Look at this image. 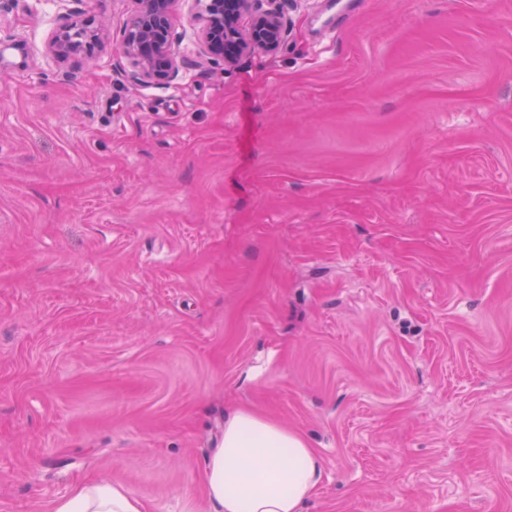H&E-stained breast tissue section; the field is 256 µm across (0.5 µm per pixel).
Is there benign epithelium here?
<instances>
[{
    "label": "benign epithelium",
    "instance_id": "benign-epithelium-1",
    "mask_svg": "<svg viewBox=\"0 0 512 512\" xmlns=\"http://www.w3.org/2000/svg\"><path fill=\"white\" fill-rule=\"evenodd\" d=\"M275 0H135L136 8L121 31V48L136 79L169 81L177 77L179 51L173 42L175 16L185 7L197 25L203 57L226 67L257 53H275L286 42L288 28ZM102 29L87 18L56 32L49 55L66 61L90 53L101 43Z\"/></svg>",
    "mask_w": 512,
    "mask_h": 512
}]
</instances>
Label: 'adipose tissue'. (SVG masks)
<instances>
[{"instance_id": "ef3b65f1", "label": "adipose tissue", "mask_w": 512, "mask_h": 512, "mask_svg": "<svg viewBox=\"0 0 512 512\" xmlns=\"http://www.w3.org/2000/svg\"><path fill=\"white\" fill-rule=\"evenodd\" d=\"M321 463L298 432L246 409L224 417V437L206 461L212 512H301L319 484ZM53 512H144L119 484L76 486Z\"/></svg>"}]
</instances>
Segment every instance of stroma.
Wrapping results in <instances>:
<instances>
[{
	"instance_id": "stroma-1",
	"label": "stroma",
	"mask_w": 512,
	"mask_h": 512,
	"mask_svg": "<svg viewBox=\"0 0 512 512\" xmlns=\"http://www.w3.org/2000/svg\"><path fill=\"white\" fill-rule=\"evenodd\" d=\"M278 6L144 83L134 0H0V512H209L236 408L315 448L302 512H512V0ZM102 29L87 18L78 19L56 32L49 44V55L66 61L81 53H91L101 43ZM53 512H144L139 497L119 484L78 485Z\"/></svg>"
}]
</instances>
